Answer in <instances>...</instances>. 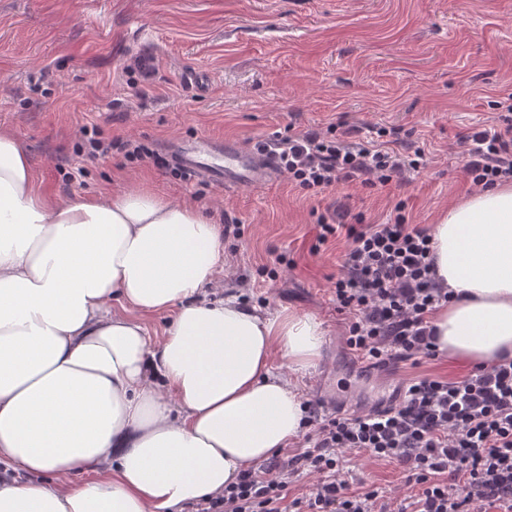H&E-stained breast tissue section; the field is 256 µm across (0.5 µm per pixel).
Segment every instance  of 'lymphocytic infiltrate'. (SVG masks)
Wrapping results in <instances>:
<instances>
[{"label": "lymphocytic infiltrate", "instance_id": "lymphocytic-infiltrate-1", "mask_svg": "<svg viewBox=\"0 0 512 512\" xmlns=\"http://www.w3.org/2000/svg\"><path fill=\"white\" fill-rule=\"evenodd\" d=\"M502 106L500 125L465 138V170L477 187L512 180V94ZM400 133L383 126L368 141L357 127L332 124L256 148L274 155L295 187L317 195L353 182L408 180L425 166V152L402 144ZM317 227L319 244L340 236L349 243L332 288L354 356L373 368L436 358L432 317L452 294L436 279L429 229L400 211L382 224L334 213ZM308 421L314 433L307 450L244 471L223 495L197 502L195 512H512V358L474 366L457 380L418 375L390 407L327 419L313 410ZM348 450L399 462L416 494L396 502L374 486L351 490L341 475ZM305 469L317 475L316 484L284 507L290 479Z\"/></svg>", "mask_w": 512, "mask_h": 512}]
</instances>
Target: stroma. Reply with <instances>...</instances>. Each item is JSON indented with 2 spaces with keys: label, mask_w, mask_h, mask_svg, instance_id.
<instances>
[{
  "label": "stroma",
  "mask_w": 512,
  "mask_h": 512,
  "mask_svg": "<svg viewBox=\"0 0 512 512\" xmlns=\"http://www.w3.org/2000/svg\"><path fill=\"white\" fill-rule=\"evenodd\" d=\"M147 62L152 78L138 83ZM512 93V0H0V130L27 151L38 185L75 201L145 185L207 209L226 233L216 297L243 291L262 310L317 316L326 339L297 375L304 402L324 410L385 404L429 374L468 365L440 357L366 369L344 345L332 283L345 239L317 243L335 211L379 224L404 204L431 227L474 187L463 140L497 123ZM331 124L395 126L424 147L427 167L407 183L337 186L311 196L287 178L226 193L122 153L88 158L84 129L134 138L156 152L174 137H232L245 145ZM82 168L69 182L65 173ZM351 489L412 493L396 463L351 453Z\"/></svg>",
  "instance_id": "35a3bbf8"
}]
</instances>
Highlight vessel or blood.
Wrapping results in <instances>:
<instances>
[{"mask_svg":"<svg viewBox=\"0 0 512 512\" xmlns=\"http://www.w3.org/2000/svg\"><path fill=\"white\" fill-rule=\"evenodd\" d=\"M167 152L188 176L226 191L262 188L279 177L273 155L232 138L175 137L169 140Z\"/></svg>","mask_w":512,"mask_h":512,"instance_id":"1","label":"vessel or blood"}]
</instances>
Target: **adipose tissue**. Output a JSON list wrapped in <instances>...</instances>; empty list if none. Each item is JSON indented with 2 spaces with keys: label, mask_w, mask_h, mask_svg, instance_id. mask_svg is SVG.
Here are the masks:
<instances>
[{
  "label": "adipose tissue",
  "mask_w": 512,
  "mask_h": 512,
  "mask_svg": "<svg viewBox=\"0 0 512 512\" xmlns=\"http://www.w3.org/2000/svg\"><path fill=\"white\" fill-rule=\"evenodd\" d=\"M431 234L455 294L432 321L439 354L512 357V184ZM223 261L199 206L147 188L53 197L0 131V512H174L298 438L302 394L272 356L313 367L323 323L209 298ZM167 312L152 342L140 318Z\"/></svg>",
  "instance_id": "1"
}]
</instances>
